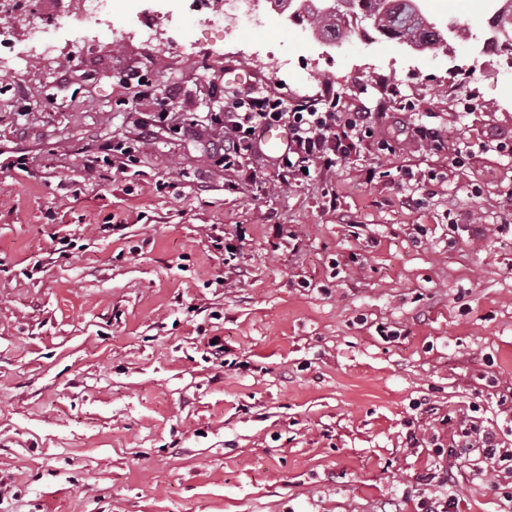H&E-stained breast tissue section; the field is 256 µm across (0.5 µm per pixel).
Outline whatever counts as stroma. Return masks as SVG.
Listing matches in <instances>:
<instances>
[{
  "instance_id": "obj_1",
  "label": "stroma",
  "mask_w": 512,
  "mask_h": 512,
  "mask_svg": "<svg viewBox=\"0 0 512 512\" xmlns=\"http://www.w3.org/2000/svg\"><path fill=\"white\" fill-rule=\"evenodd\" d=\"M489 16L448 52L333 54L279 18L248 55L186 6L131 47L122 14L9 77L0 512H420L450 491L512 512L502 473L436 453L469 421L512 448V67ZM327 86L389 150L297 185L264 150L224 168L241 91ZM435 466L452 485L422 481Z\"/></svg>"
}]
</instances>
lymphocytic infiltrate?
<instances>
[{
  "instance_id": "obj_1",
  "label": "lymphocytic infiltrate",
  "mask_w": 512,
  "mask_h": 512,
  "mask_svg": "<svg viewBox=\"0 0 512 512\" xmlns=\"http://www.w3.org/2000/svg\"><path fill=\"white\" fill-rule=\"evenodd\" d=\"M231 133L224 138V167L236 168L245 151L261 146L262 132L285 123L290 140L277 158L282 183H301L308 172H327L346 160L357 144L375 138V124L367 122L361 112L319 110L316 102L288 106L279 96L249 92L237 101L236 112L230 113ZM451 454L469 458L477 454L500 470L512 474V450L502 447L498 435L491 430L470 428L463 431L450 448Z\"/></svg>"
}]
</instances>
